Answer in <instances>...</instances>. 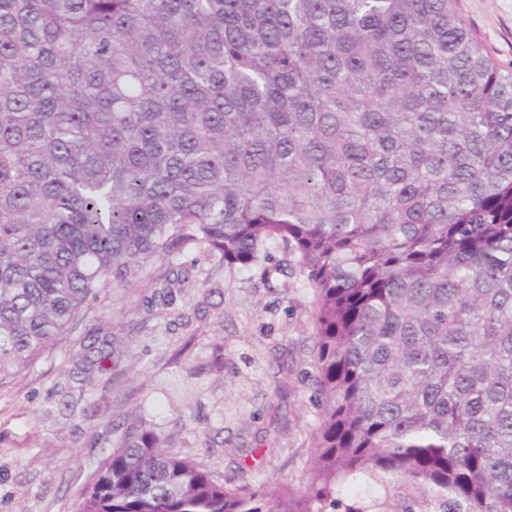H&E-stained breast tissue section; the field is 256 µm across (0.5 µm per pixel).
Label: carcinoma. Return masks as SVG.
<instances>
[{"instance_id": "obj_1", "label": "carcinoma", "mask_w": 512, "mask_h": 512, "mask_svg": "<svg viewBox=\"0 0 512 512\" xmlns=\"http://www.w3.org/2000/svg\"><path fill=\"white\" fill-rule=\"evenodd\" d=\"M188 244L312 290L305 485L131 427L75 512H512V70L456 0H0V383Z\"/></svg>"}]
</instances>
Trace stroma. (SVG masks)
<instances>
[{"label": "stroma", "mask_w": 512, "mask_h": 512, "mask_svg": "<svg viewBox=\"0 0 512 512\" xmlns=\"http://www.w3.org/2000/svg\"><path fill=\"white\" fill-rule=\"evenodd\" d=\"M457 8L512 69V0H457ZM312 314L303 281L268 287L261 267H231L191 246L152 264L134 287L92 301L76 330L0 385V512H73L112 429L131 424L171 437L225 486L275 476L300 487L320 413ZM97 336L112 339L108 375L86 370L83 347ZM193 358L204 369L179 420L155 404Z\"/></svg>", "instance_id": "obj_1"}]
</instances>
